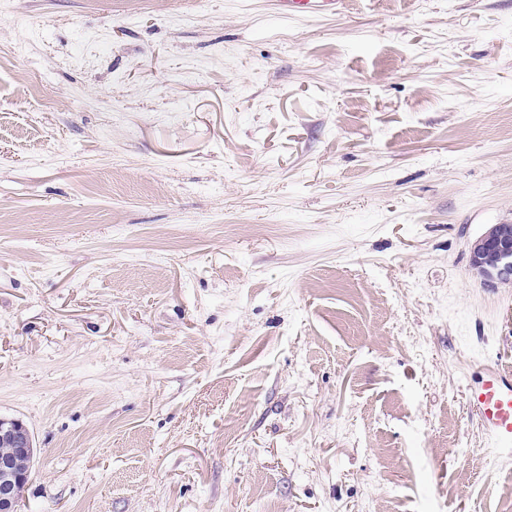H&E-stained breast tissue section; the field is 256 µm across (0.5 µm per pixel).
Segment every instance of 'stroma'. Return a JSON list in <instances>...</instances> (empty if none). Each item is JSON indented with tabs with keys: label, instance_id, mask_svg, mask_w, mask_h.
I'll return each instance as SVG.
<instances>
[{
	"label": "stroma",
	"instance_id": "stroma-1",
	"mask_svg": "<svg viewBox=\"0 0 512 512\" xmlns=\"http://www.w3.org/2000/svg\"><path fill=\"white\" fill-rule=\"evenodd\" d=\"M503 220L512 0H0L20 512H498ZM281 16L288 17L298 13H336L343 11L345 0H272ZM470 267L483 279L488 288L512 281V224L492 225L473 242ZM472 406L497 456L512 459V372L488 368L480 385L469 393Z\"/></svg>",
	"mask_w": 512,
	"mask_h": 512
}]
</instances>
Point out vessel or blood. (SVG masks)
<instances>
[{
  "label": "vessel or blood",
  "mask_w": 512,
  "mask_h": 512,
  "mask_svg": "<svg viewBox=\"0 0 512 512\" xmlns=\"http://www.w3.org/2000/svg\"><path fill=\"white\" fill-rule=\"evenodd\" d=\"M279 15L341 13L345 0H273ZM472 406L497 456L512 459V372L487 369L469 394Z\"/></svg>",
  "instance_id": "obj_1"
}]
</instances>
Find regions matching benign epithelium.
<instances>
[{"label": "benign epithelium", "instance_id": "7a95c632", "mask_svg": "<svg viewBox=\"0 0 512 512\" xmlns=\"http://www.w3.org/2000/svg\"><path fill=\"white\" fill-rule=\"evenodd\" d=\"M470 267L489 288L512 281V224L492 225L473 242ZM33 435L20 419L0 417V512H17L35 454Z\"/></svg>", "mask_w": 512, "mask_h": 512}]
</instances>
